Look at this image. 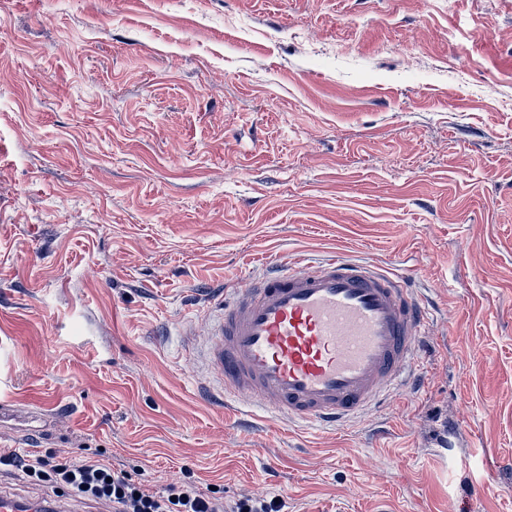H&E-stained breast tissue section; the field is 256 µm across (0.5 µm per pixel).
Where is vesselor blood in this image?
Here are the masks:
<instances>
[{"label": "vessel or blood", "mask_w": 512, "mask_h": 512, "mask_svg": "<svg viewBox=\"0 0 512 512\" xmlns=\"http://www.w3.org/2000/svg\"><path fill=\"white\" fill-rule=\"evenodd\" d=\"M202 350L220 398L272 417L347 428L416 379L431 312L399 269L336 254L287 265L204 296ZM0 512H73L61 497L0 493Z\"/></svg>", "instance_id": "b4317fda"}]
</instances>
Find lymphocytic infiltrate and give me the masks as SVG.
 <instances>
[{
	"mask_svg": "<svg viewBox=\"0 0 512 512\" xmlns=\"http://www.w3.org/2000/svg\"><path fill=\"white\" fill-rule=\"evenodd\" d=\"M0 471L45 484L73 499L109 503L114 512H279L277 502L260 499H243L225 510L223 493L201 492L192 480L169 484L158 494L149 492L127 471L114 468L101 452L72 461L49 448H0Z\"/></svg>",
	"mask_w": 512,
	"mask_h": 512,
	"instance_id": "obj_1",
	"label": "lymphocytic infiltrate"
}]
</instances>
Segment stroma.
Wrapping results in <instances>:
<instances>
[{"mask_svg": "<svg viewBox=\"0 0 512 512\" xmlns=\"http://www.w3.org/2000/svg\"><path fill=\"white\" fill-rule=\"evenodd\" d=\"M400 263L420 376L343 431L212 398L196 307ZM281 512H512V0H0V448Z\"/></svg>", "mask_w": 512, "mask_h": 512, "instance_id": "1", "label": "stroma"}]
</instances>
